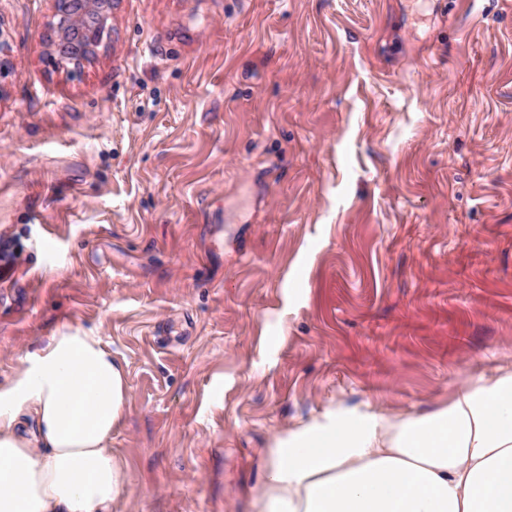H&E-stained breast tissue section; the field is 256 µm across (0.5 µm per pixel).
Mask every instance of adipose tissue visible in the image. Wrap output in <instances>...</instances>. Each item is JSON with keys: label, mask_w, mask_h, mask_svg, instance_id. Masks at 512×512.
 Returning a JSON list of instances; mask_svg holds the SVG:
<instances>
[{"label": "adipose tissue", "mask_w": 512, "mask_h": 512, "mask_svg": "<svg viewBox=\"0 0 512 512\" xmlns=\"http://www.w3.org/2000/svg\"><path fill=\"white\" fill-rule=\"evenodd\" d=\"M130 386L97 336H48L0 383V512H112ZM253 512H512V367L420 414L342 405L277 436Z\"/></svg>", "instance_id": "ef3b65f1"}]
</instances>
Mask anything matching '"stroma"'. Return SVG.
Masks as SVG:
<instances>
[{
	"label": "stroma",
	"instance_id": "35a3bbf8",
	"mask_svg": "<svg viewBox=\"0 0 512 512\" xmlns=\"http://www.w3.org/2000/svg\"><path fill=\"white\" fill-rule=\"evenodd\" d=\"M0 0V381L124 366L112 512H252L276 436L512 366V0H120L54 64Z\"/></svg>",
	"mask_w": 512,
	"mask_h": 512
}]
</instances>
